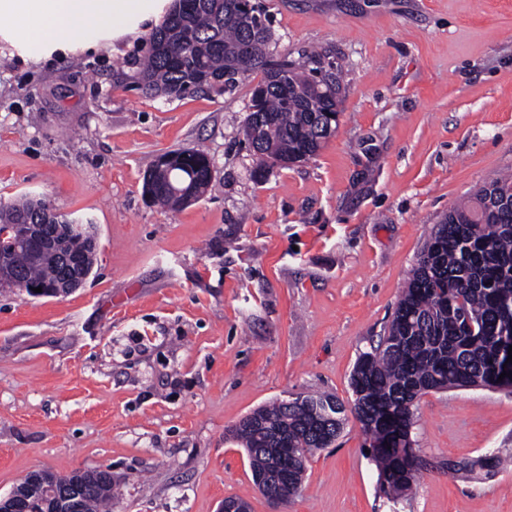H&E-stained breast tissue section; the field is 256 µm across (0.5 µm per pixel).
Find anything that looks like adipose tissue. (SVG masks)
I'll return each mask as SVG.
<instances>
[{
  "label": "adipose tissue",
  "mask_w": 512,
  "mask_h": 512,
  "mask_svg": "<svg viewBox=\"0 0 512 512\" xmlns=\"http://www.w3.org/2000/svg\"><path fill=\"white\" fill-rule=\"evenodd\" d=\"M168 0H0V40L33 59L74 51L80 38L109 42L158 19Z\"/></svg>",
  "instance_id": "ef3b65f1"
}]
</instances>
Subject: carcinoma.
I'll return each instance as SVG.
<instances>
[{"instance_id": "carcinoma-1", "label": "carcinoma", "mask_w": 512, "mask_h": 512, "mask_svg": "<svg viewBox=\"0 0 512 512\" xmlns=\"http://www.w3.org/2000/svg\"><path fill=\"white\" fill-rule=\"evenodd\" d=\"M269 16L253 0H175L163 24L146 40L133 80L145 94L181 98L205 88H232L258 71L242 125L246 147L256 157L254 177L266 174V159L285 165L314 156L328 140V118L339 114L336 66L322 54L297 65L270 50ZM143 182L145 195L176 210L188 189L199 198L212 180L209 158L192 148L157 157ZM43 198L24 196L0 207V246L10 257L4 284L30 290L60 281L62 255L78 253L80 271L91 274L97 246L80 236L62 238L56 255H40L17 240L21 224H58ZM512 345V177L492 179L471 202L444 215L412 269L386 336L362 353L350 374L352 412L378 470L380 489L399 498L420 472L411 430L417 399L464 384L512 387L507 361ZM345 406L322 395L275 401L239 421L229 435L247 452L259 491L301 487L306 461L338 438ZM511 457H479L470 468L492 471ZM54 482L81 488L79 512L112 509V477L96 469Z\"/></svg>"}]
</instances>
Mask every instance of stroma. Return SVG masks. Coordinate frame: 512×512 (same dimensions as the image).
Instances as JSON below:
<instances>
[{
    "instance_id": "stroma-1",
    "label": "stroma",
    "mask_w": 512,
    "mask_h": 512,
    "mask_svg": "<svg viewBox=\"0 0 512 512\" xmlns=\"http://www.w3.org/2000/svg\"><path fill=\"white\" fill-rule=\"evenodd\" d=\"M277 54L335 62L339 125L260 183L240 142L257 78L182 98L127 87L152 24L113 48L33 62L0 41V203L45 198L90 221L85 284L0 289V494L31 472L107 468L112 512H512V466L450 476L451 458L512 453V391L423 395L426 464L395 501L354 416L273 505L227 430L276 400L351 405L350 374L388 327L441 218L512 172V0H260ZM193 148L210 186L150 204L156 156Z\"/></svg>"
}]
</instances>
